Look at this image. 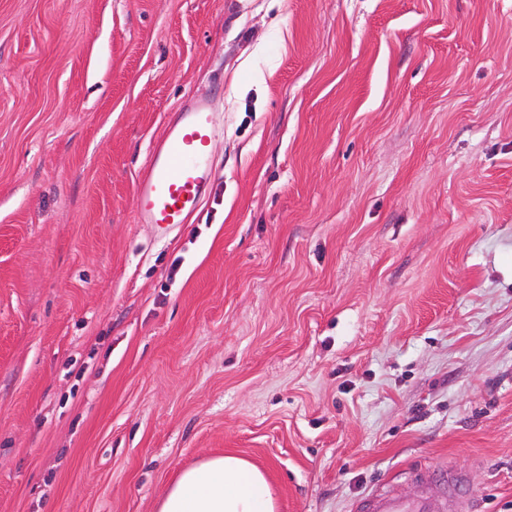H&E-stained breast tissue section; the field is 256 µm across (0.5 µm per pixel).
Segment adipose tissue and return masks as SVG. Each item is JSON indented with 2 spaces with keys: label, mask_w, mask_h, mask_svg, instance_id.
<instances>
[{
  "label": "adipose tissue",
  "mask_w": 512,
  "mask_h": 512,
  "mask_svg": "<svg viewBox=\"0 0 512 512\" xmlns=\"http://www.w3.org/2000/svg\"><path fill=\"white\" fill-rule=\"evenodd\" d=\"M157 512H276V503L261 469L227 454L183 469L160 499Z\"/></svg>",
  "instance_id": "1"
}]
</instances>
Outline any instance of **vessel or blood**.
Wrapping results in <instances>:
<instances>
[{
    "mask_svg": "<svg viewBox=\"0 0 512 512\" xmlns=\"http://www.w3.org/2000/svg\"><path fill=\"white\" fill-rule=\"evenodd\" d=\"M220 133L211 105L204 99L182 108L169 122L151 143L144 172L134 185L138 223L152 225L163 238L190 222L215 178L209 146ZM364 508L366 512H434L435 502L428 496L374 493Z\"/></svg>",
    "mask_w": 512,
    "mask_h": 512,
    "instance_id": "1",
    "label": "vessel or blood"
}]
</instances>
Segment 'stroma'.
Instances as JSON below:
<instances>
[{
    "mask_svg": "<svg viewBox=\"0 0 512 512\" xmlns=\"http://www.w3.org/2000/svg\"><path fill=\"white\" fill-rule=\"evenodd\" d=\"M198 96L160 239L135 180ZM225 453L277 512H512V0H0V512H155ZM221 132L207 100H195L179 111L151 143L144 172L134 185L138 223L151 224L162 238L189 224L214 181L208 147ZM436 505L428 496L417 498H402L387 496L383 493H373L366 503L355 509H365L361 512H434Z\"/></svg>",
    "mask_w": 512,
    "mask_h": 512,
    "instance_id": "obj_1",
    "label": "stroma"
}]
</instances>
